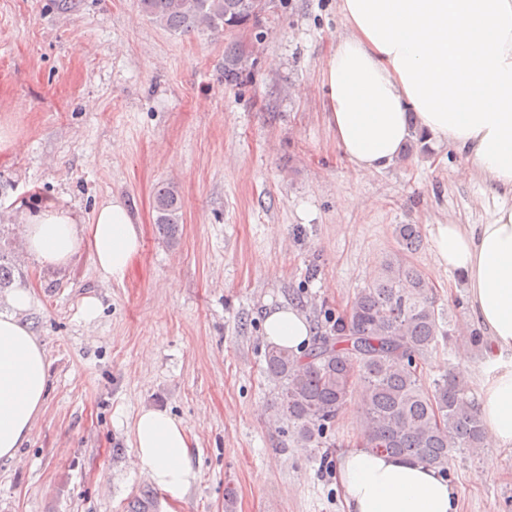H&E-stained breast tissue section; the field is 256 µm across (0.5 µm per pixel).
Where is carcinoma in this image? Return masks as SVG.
Returning a JSON list of instances; mask_svg holds the SVG:
<instances>
[{"label":"carcinoma","mask_w":512,"mask_h":512,"mask_svg":"<svg viewBox=\"0 0 512 512\" xmlns=\"http://www.w3.org/2000/svg\"><path fill=\"white\" fill-rule=\"evenodd\" d=\"M272 0H140L143 13L170 32H223L257 21L255 11ZM242 49L224 47V81L241 79ZM183 201L170 186L158 188L155 224L175 240L183 221ZM398 248L379 263L373 281L361 288L329 331L314 337L297 355L271 345L265 351L267 375L278 384V414L306 447L334 448L327 439L353 391L362 397L359 447L446 472L452 450L479 456L487 447L475 397L454 370L422 383L416 357L455 336L438 310L431 286L407 256L420 249L415 224H397Z\"/></svg>","instance_id":"1"}]
</instances>
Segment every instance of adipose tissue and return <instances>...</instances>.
<instances>
[{
  "label": "adipose tissue",
  "instance_id": "1",
  "mask_svg": "<svg viewBox=\"0 0 512 512\" xmlns=\"http://www.w3.org/2000/svg\"><path fill=\"white\" fill-rule=\"evenodd\" d=\"M346 31L323 66L327 120L356 172L371 175L401 155L411 124L447 145L481 176L497 205L487 224H440L439 268L460 274L468 310L484 329L493 373L478 407L488 437L512 447V0H341ZM27 256L57 270L88 250L104 277L123 281L140 251L139 227L120 198L90 221L49 204L21 231ZM28 289L0 299V459L28 439L48 392L46 352L21 320ZM267 342L297 351L312 336L299 310L279 306L263 322ZM134 463L171 497L197 480L189 433L166 411L140 410L130 426ZM337 477L344 512H458L448 479L419 462L343 452Z\"/></svg>",
  "mask_w": 512,
  "mask_h": 512
}]
</instances>
